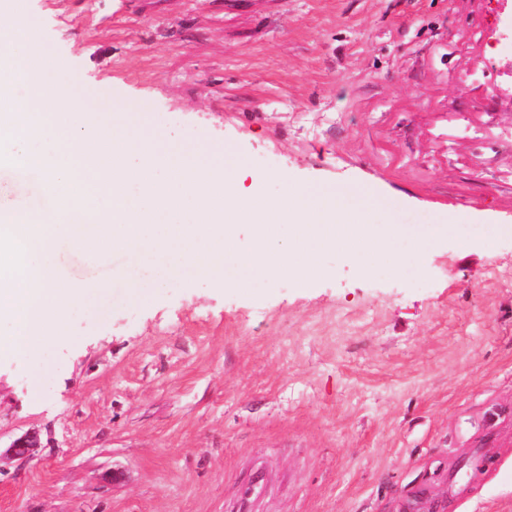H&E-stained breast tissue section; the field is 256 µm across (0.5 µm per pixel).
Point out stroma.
<instances>
[{
  "label": "stroma",
  "mask_w": 512,
  "mask_h": 512,
  "mask_svg": "<svg viewBox=\"0 0 512 512\" xmlns=\"http://www.w3.org/2000/svg\"><path fill=\"white\" fill-rule=\"evenodd\" d=\"M22 9L91 118L137 101L162 143L234 144L267 197L365 189L374 221L449 231L368 274L325 252L307 289L64 251L85 301L39 357L0 356V512H427L442 495L512 512V98L488 93L512 84L502 0ZM25 434L39 446L14 456Z\"/></svg>",
  "instance_id": "35a3bbf8"
}]
</instances>
